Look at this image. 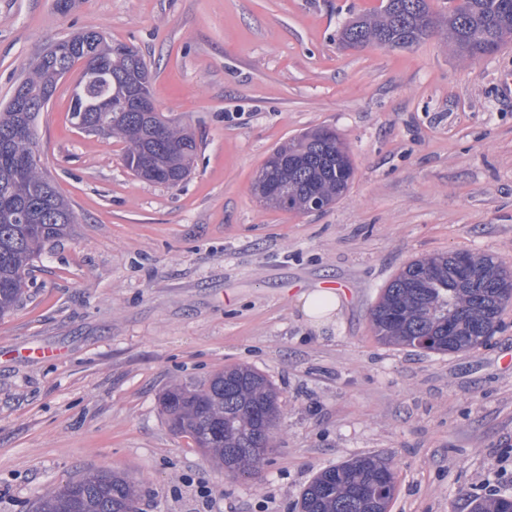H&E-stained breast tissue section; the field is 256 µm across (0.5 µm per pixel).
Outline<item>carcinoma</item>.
<instances>
[{"label":"carcinoma","instance_id":"1","mask_svg":"<svg viewBox=\"0 0 512 512\" xmlns=\"http://www.w3.org/2000/svg\"><path fill=\"white\" fill-rule=\"evenodd\" d=\"M448 14L429 18L428 0H388L370 17H357L340 31L345 47L362 48L373 42L410 48L446 29L456 51L475 59L503 46L512 35V0H451ZM72 63L81 72L112 71V105L133 95H152L151 85L135 79L148 70L133 48L109 44L95 31L71 36ZM55 85L49 62H36L14 90L16 97L0 109V315L11 311L23 294L25 275L51 243L71 235L75 217L39 164L32 161V108ZM83 100L71 104L78 124L104 121L108 136L126 144L125 166L133 175L176 186L191 172L197 154L194 136L162 112L82 110ZM354 168L336 133L329 129L306 132L276 147L261 175L279 191L276 208L302 213L315 193L326 205L348 189ZM476 281L458 285L448 270V255L409 263L382 289L371 310L376 336L387 342L414 345L420 337L433 340L431 350L454 353L481 346L476 328L493 326L512 302V292L498 288L508 268L488 257L466 254ZM278 391L261 372L248 366H229L198 385L166 389L160 403L170 428L189 436L208 459L232 476L258 470L275 447L280 423ZM393 465L376 456H359L317 473L302 491L300 512H386L394 496ZM139 484L125 474L89 471L76 480L49 489L33 502L30 512H131ZM473 512H508L512 498L474 500Z\"/></svg>","mask_w":512,"mask_h":512}]
</instances>
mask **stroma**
<instances>
[{"label": "stroma", "mask_w": 512, "mask_h": 512, "mask_svg": "<svg viewBox=\"0 0 512 512\" xmlns=\"http://www.w3.org/2000/svg\"><path fill=\"white\" fill-rule=\"evenodd\" d=\"M380 6L0 0V106L50 43L96 31L145 57L160 112L198 144L171 187L134 177L122 141L71 125L74 76L40 113V166L76 224L0 317V512L86 470L140 481L139 512H295L316 473L363 455L396 465L391 512L512 497V305L470 352L386 345L370 322L411 261L512 265V40L475 60L443 32L344 48L340 28ZM319 128L351 157L344 195L309 213L260 203L268 155ZM324 288L341 306L317 330L296 298ZM236 364L272 381L283 412L247 479L207 462L159 402Z\"/></svg>", "instance_id": "35a3bbf8"}]
</instances>
